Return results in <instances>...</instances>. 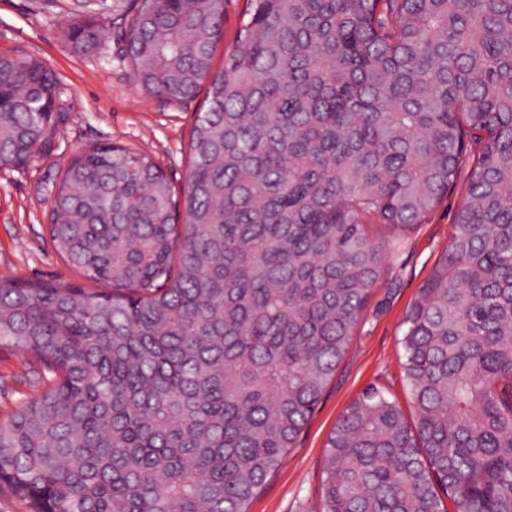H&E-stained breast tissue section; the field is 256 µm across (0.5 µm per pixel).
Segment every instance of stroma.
<instances>
[{
	"label": "stroma",
	"mask_w": 512,
	"mask_h": 512,
	"mask_svg": "<svg viewBox=\"0 0 512 512\" xmlns=\"http://www.w3.org/2000/svg\"><path fill=\"white\" fill-rule=\"evenodd\" d=\"M113 3L103 0L105 52L92 57L74 53L64 37L70 0H0V54L34 57L54 71L62 107L56 134L29 166L0 168V276L79 282L50 242L49 209L52 188L68 161L90 144L135 147L155 160L175 187L187 183L189 141L202 100L172 102L144 92L125 58L123 23ZM471 172L470 164L462 165L427 222L386 264L329 386L248 512H321L327 439L368 386L385 388L404 412H411L402 368L404 319L455 232ZM41 372L16 348L0 346V420L41 394Z\"/></svg>",
	"instance_id": "35a3bbf8"
}]
</instances>
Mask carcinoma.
<instances>
[{
  "label": "carcinoma",
  "mask_w": 512,
  "mask_h": 512,
  "mask_svg": "<svg viewBox=\"0 0 512 512\" xmlns=\"http://www.w3.org/2000/svg\"><path fill=\"white\" fill-rule=\"evenodd\" d=\"M77 2L65 37L96 52L99 0ZM223 5L126 14L146 92L207 87L183 201L146 154L90 145L48 231L101 288L0 277V345L49 373L0 421V487L30 512H248L474 149L405 317L414 419L362 391L327 440L323 512H512V0H251L216 70ZM60 95L0 55V168L53 137Z\"/></svg>",
  "instance_id": "carcinoma-1"
}]
</instances>
